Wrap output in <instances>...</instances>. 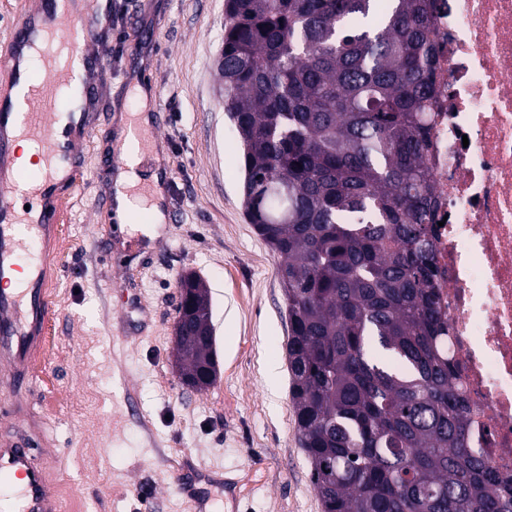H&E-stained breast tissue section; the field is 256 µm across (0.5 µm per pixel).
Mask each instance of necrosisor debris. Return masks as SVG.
<instances>
[{
	"label": "necrosis or debris",
	"instance_id": "necrosis-or-debris-1",
	"mask_svg": "<svg viewBox=\"0 0 512 512\" xmlns=\"http://www.w3.org/2000/svg\"><path fill=\"white\" fill-rule=\"evenodd\" d=\"M435 282L466 446L512 479V0H438Z\"/></svg>",
	"mask_w": 512,
	"mask_h": 512
}]
</instances>
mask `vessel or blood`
I'll return each instance as SVG.
<instances>
[{"label":"vessel or blood","instance_id":"vessel-or-blood-1","mask_svg":"<svg viewBox=\"0 0 512 512\" xmlns=\"http://www.w3.org/2000/svg\"><path fill=\"white\" fill-rule=\"evenodd\" d=\"M84 0H42L26 27L12 39L4 60L17 88L15 96L0 97V396L8 401L1 411L12 420L0 429V491L12 490L16 512H63L62 501L33 452L39 420L29 404L39 387L34 362L56 305L49 293L44 262L25 261L32 240L50 244L57 235L61 186L76 178L80 167L77 145L91 132L84 112L58 111L53 94L66 82L65 65L87 63L88 78L110 77V48L98 41V29L83 6ZM39 50L44 60L38 77L22 70L28 52ZM44 154L47 167L27 174V192L38 199L37 214L20 218L13 145L17 129ZM26 271L22 287L4 289L16 272Z\"/></svg>","mask_w":512,"mask_h":512}]
</instances>
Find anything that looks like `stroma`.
<instances>
[{
    "label": "stroma",
    "mask_w": 512,
    "mask_h": 512,
    "mask_svg": "<svg viewBox=\"0 0 512 512\" xmlns=\"http://www.w3.org/2000/svg\"><path fill=\"white\" fill-rule=\"evenodd\" d=\"M225 0H109L112 78L65 185L50 253L57 314L33 397L67 512H322L294 421L278 259L243 209L242 147L215 65ZM164 123L162 234L120 230L105 200L133 72ZM206 283L217 378L183 385L174 358L182 274ZM276 363L269 373L268 363Z\"/></svg>",
    "instance_id": "stroma-1"
}]
</instances>
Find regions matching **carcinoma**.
<instances>
[{"label": "carcinoma", "instance_id": "1", "mask_svg": "<svg viewBox=\"0 0 512 512\" xmlns=\"http://www.w3.org/2000/svg\"><path fill=\"white\" fill-rule=\"evenodd\" d=\"M224 111L243 207L278 258L295 423L324 512H512L465 448L434 291L426 163L435 0H227ZM176 347L215 364L207 289Z\"/></svg>", "mask_w": 512, "mask_h": 512}]
</instances>
